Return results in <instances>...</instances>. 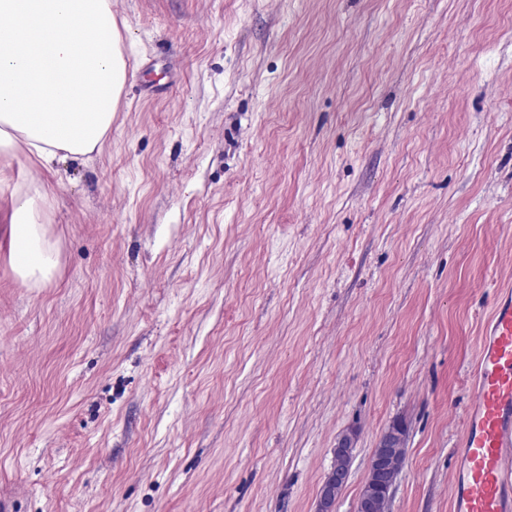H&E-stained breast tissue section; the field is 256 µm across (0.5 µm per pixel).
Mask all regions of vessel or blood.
<instances>
[{
  "instance_id": "vessel-or-blood-1",
  "label": "vessel or blood",
  "mask_w": 512,
  "mask_h": 512,
  "mask_svg": "<svg viewBox=\"0 0 512 512\" xmlns=\"http://www.w3.org/2000/svg\"><path fill=\"white\" fill-rule=\"evenodd\" d=\"M474 399L455 450L450 512H512V290L483 325Z\"/></svg>"
}]
</instances>
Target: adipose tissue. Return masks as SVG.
Segmentation results:
<instances>
[{
  "label": "adipose tissue",
  "mask_w": 512,
  "mask_h": 512,
  "mask_svg": "<svg viewBox=\"0 0 512 512\" xmlns=\"http://www.w3.org/2000/svg\"><path fill=\"white\" fill-rule=\"evenodd\" d=\"M126 79L112 0H0V154L24 145L44 168L88 160L112 127ZM87 107L68 123L53 112L59 85ZM41 192L23 194L11 218L9 262L31 288L50 284L58 245L42 222Z\"/></svg>",
  "instance_id": "obj_1"
}]
</instances>
